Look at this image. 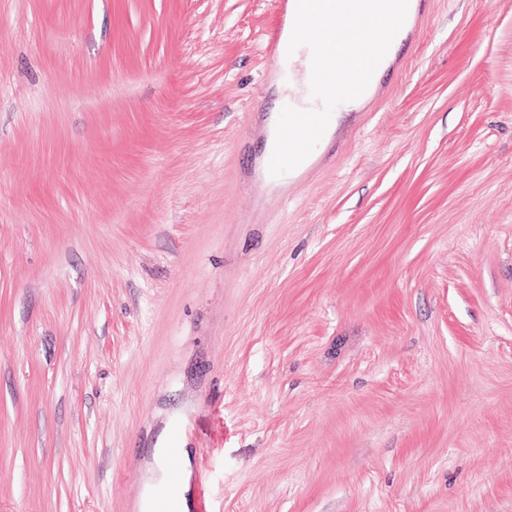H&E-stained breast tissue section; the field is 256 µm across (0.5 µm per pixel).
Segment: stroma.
<instances>
[{
	"mask_svg": "<svg viewBox=\"0 0 512 512\" xmlns=\"http://www.w3.org/2000/svg\"><path fill=\"white\" fill-rule=\"evenodd\" d=\"M285 25L0 0V512H512V6L426 0L266 191Z\"/></svg>",
	"mask_w": 512,
	"mask_h": 512,
	"instance_id": "35a3bbf8",
	"label": "stroma"
}]
</instances>
